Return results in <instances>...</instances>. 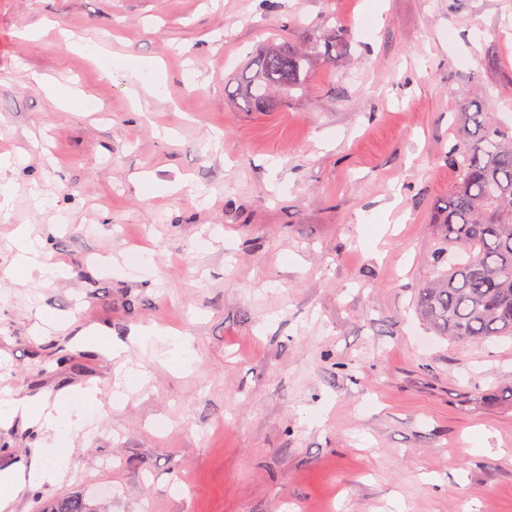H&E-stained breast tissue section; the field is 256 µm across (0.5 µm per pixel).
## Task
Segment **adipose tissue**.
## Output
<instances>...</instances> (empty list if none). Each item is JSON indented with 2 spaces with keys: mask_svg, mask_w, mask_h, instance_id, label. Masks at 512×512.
<instances>
[{
  "mask_svg": "<svg viewBox=\"0 0 512 512\" xmlns=\"http://www.w3.org/2000/svg\"><path fill=\"white\" fill-rule=\"evenodd\" d=\"M17 249L16 262L7 274L11 281H26L36 276L50 280L61 276L60 263L51 260L41 243L22 235L17 239ZM98 393L97 387L78 386L71 388L68 398L52 402L44 397L2 398L0 423L19 419L38 426L42 434L58 441L84 428L88 410L99 403ZM69 468V456L58 455L48 459L36 456L29 464L0 471V486L7 490L6 495L0 496V512H6L22 491L57 484Z\"/></svg>",
  "mask_w": 512,
  "mask_h": 512,
  "instance_id": "1",
  "label": "adipose tissue"
}]
</instances>
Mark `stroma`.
Returning a JSON list of instances; mask_svg holds the SVG:
<instances>
[{
    "mask_svg": "<svg viewBox=\"0 0 512 512\" xmlns=\"http://www.w3.org/2000/svg\"><path fill=\"white\" fill-rule=\"evenodd\" d=\"M333 29L348 50L306 92L232 100L269 37ZM511 53L512 0H0V393L120 394L59 445L0 426V470L73 461L13 512L75 492L94 512H512V337H441L413 309L459 113L512 127ZM139 77L158 94L131 100ZM21 225L66 278L4 279ZM153 325L195 357L130 346L143 387L84 344Z\"/></svg>",
    "mask_w": 512,
    "mask_h": 512,
    "instance_id": "stroma-1",
    "label": "stroma"
}]
</instances>
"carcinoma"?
I'll use <instances>...</instances> for the list:
<instances>
[{
  "label": "carcinoma",
  "instance_id": "obj_1",
  "mask_svg": "<svg viewBox=\"0 0 512 512\" xmlns=\"http://www.w3.org/2000/svg\"><path fill=\"white\" fill-rule=\"evenodd\" d=\"M331 33L308 49L268 41L232 91L249 109L265 111L277 94L305 91L318 60L345 52ZM458 181L440 205L436 260L448 268L419 289L414 307L437 336L483 341L512 336V128L481 110L465 113L458 144L448 151ZM48 512H92L72 494Z\"/></svg>",
  "mask_w": 512,
  "mask_h": 512
}]
</instances>
